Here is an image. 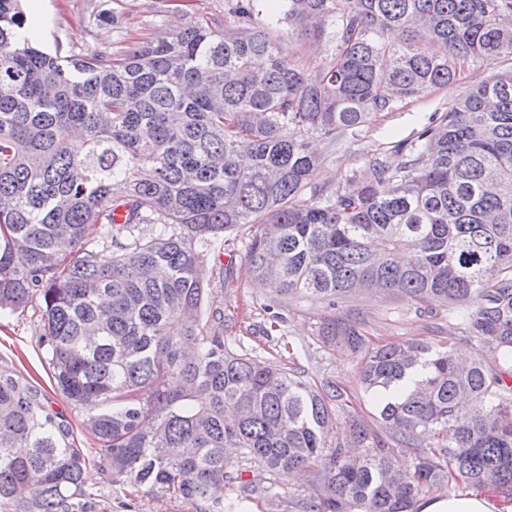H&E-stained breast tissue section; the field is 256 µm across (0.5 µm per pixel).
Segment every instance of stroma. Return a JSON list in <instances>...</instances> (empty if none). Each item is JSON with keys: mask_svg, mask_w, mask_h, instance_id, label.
Returning a JSON list of instances; mask_svg holds the SVG:
<instances>
[{"mask_svg": "<svg viewBox=\"0 0 512 512\" xmlns=\"http://www.w3.org/2000/svg\"><path fill=\"white\" fill-rule=\"evenodd\" d=\"M224 3L225 0H44L42 22L48 33L34 35L33 42L45 51L57 50L75 57L94 50L117 57L156 33L178 31L201 17H223ZM511 67L512 59L508 57L477 61L448 85L379 115L357 137L346 139L339 146L314 139L313 148L323 161L312 185L333 190L344 187L350 176L367 171L375 158L390 155L394 145L413 140L432 113L446 111L466 88ZM250 237L249 227L238 228L215 250L217 262L210 286L216 304L235 318L234 324L225 328V336L236 349L260 356L274 352L278 340L286 339L288 348L283 355L290 358L298 372L307 377H332L351 392H359L357 355L344 348L325 349L314 338L319 322L327 314L326 308L300 299L289 303L287 311H279V293L261 286L247 274L246 245ZM342 308L366 317V330L377 343L426 339L430 336V323L444 328L449 322L461 321L467 313L463 307L437 305L433 317L418 316L397 294L355 295ZM42 333V323L32 311L0 315V366L41 389L53 409L62 412L71 423L77 445L93 451L97 443L84 427V411L55 389L44 365ZM310 483L311 477L305 472L279 474L274 488L276 500L271 504L257 497L242 501L233 492H225L224 512H296L294 495L308 489ZM84 489L90 497L91 512H196L191 503L177 497L160 498L135 490L126 482L108 480L93 465L85 472Z\"/></svg>", "mask_w": 512, "mask_h": 512, "instance_id": "35a3bbf8", "label": "stroma"}]
</instances>
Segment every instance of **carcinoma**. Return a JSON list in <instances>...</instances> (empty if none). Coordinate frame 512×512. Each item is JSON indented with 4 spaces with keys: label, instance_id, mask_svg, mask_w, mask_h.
Instances as JSON below:
<instances>
[{
    "label": "carcinoma",
    "instance_id": "carcinoma-1",
    "mask_svg": "<svg viewBox=\"0 0 512 512\" xmlns=\"http://www.w3.org/2000/svg\"><path fill=\"white\" fill-rule=\"evenodd\" d=\"M227 2L118 59H74L17 40L20 0H0V314L39 315L56 388L98 444L89 457L0 367V506L90 512V463L198 512L299 469L316 492L301 512H413L461 486L511 499L512 69L334 192L309 188V139L355 137L469 63L512 57V0ZM300 35L334 53L300 67ZM245 225L247 271L283 306L334 310L357 290L398 292L419 315L465 306L448 336L473 337L475 357L324 317L317 342L359 355L364 418L336 381L233 349L210 262Z\"/></svg>",
    "mask_w": 512,
    "mask_h": 512
}]
</instances>
